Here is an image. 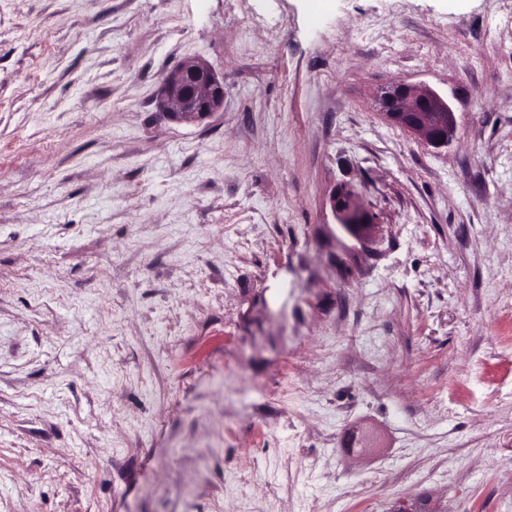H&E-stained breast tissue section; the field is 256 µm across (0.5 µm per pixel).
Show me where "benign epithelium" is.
<instances>
[{
	"label": "benign epithelium",
	"mask_w": 512,
	"mask_h": 512,
	"mask_svg": "<svg viewBox=\"0 0 512 512\" xmlns=\"http://www.w3.org/2000/svg\"><path fill=\"white\" fill-rule=\"evenodd\" d=\"M160 108L178 122L202 121L224 107V83L201 58L184 59L164 79ZM384 119L433 147L448 145L456 118L448 104L431 88L394 84L379 98ZM333 210L347 229L368 228L363 211L350 191L333 197Z\"/></svg>",
	"instance_id": "1"
}]
</instances>
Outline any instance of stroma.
Returning a JSON list of instances; mask_svg holds the SVG:
<instances>
[{"label": "stroma", "mask_w": 512, "mask_h": 512, "mask_svg": "<svg viewBox=\"0 0 512 512\" xmlns=\"http://www.w3.org/2000/svg\"><path fill=\"white\" fill-rule=\"evenodd\" d=\"M0 512H512V0H0ZM160 108L178 122L202 121L224 107V83L201 58L184 59L164 79ZM384 119L433 147L447 146L456 131V118L448 104L431 88L394 84L379 98ZM333 210L340 224L347 229L370 228L372 224L366 223L363 211L350 191H341L333 197Z\"/></svg>", "instance_id": "stroma-1"}]
</instances>
